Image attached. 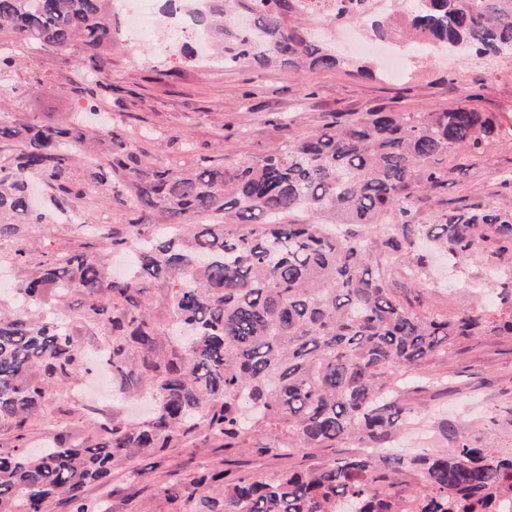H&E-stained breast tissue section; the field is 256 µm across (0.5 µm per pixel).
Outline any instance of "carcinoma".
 Listing matches in <instances>:
<instances>
[{"mask_svg": "<svg viewBox=\"0 0 512 512\" xmlns=\"http://www.w3.org/2000/svg\"><path fill=\"white\" fill-rule=\"evenodd\" d=\"M198 24L211 32L224 65L241 63L330 70L336 55L307 35L301 16L318 0H207ZM112 0H0V34L35 49L78 41L90 66L82 77L112 84L101 49L112 42ZM404 25L432 50L512 52V0H411ZM501 134L495 118L467 102L413 116L376 107L337 116L258 161L201 164L185 171L145 164L115 127L94 129L84 118L50 125L34 115L0 118V143L17 152L0 164V241L27 247L20 221L46 224L77 210L74 167L87 184L125 187L128 205L160 235L137 231L113 245L132 249L131 276L114 281L107 263L83 254H51L16 286L21 305L0 313V425L23 431L38 414L48 387L84 366V352L62 319H35L30 308L50 297H86L83 320L103 324V362L112 385L128 398L154 401L143 423L104 419L92 442L59 441L37 452L0 451V512H45L56 498L70 512H91L84 489L107 477L131 453L157 454L200 432L237 439L256 428L270 433L265 451L283 455V435L310 450L354 440L353 452L268 478L213 469L189 488L163 487L184 512H396L401 491L421 512H475L512 494V452L471 448L372 455L387 448L407 407L387 380L395 368L423 369L450 342L512 335V318L491 323L463 312L453 319L423 314L398 299L372 269L371 252L355 230L379 234L385 257L401 256L414 235L463 259L482 243L496 246V284L512 279V210L460 198L431 224L416 216L426 193L448 173L430 169L451 152L474 155ZM422 168L414 180L416 168ZM37 181L53 209L32 205ZM297 211L305 224L283 223ZM221 217L193 230L199 214ZM345 225L336 237L321 218ZM400 224L408 234H384ZM170 287L171 320L158 330L141 296L142 283ZM407 475L403 483L399 476Z\"/></svg>", "mask_w": 512, "mask_h": 512, "instance_id": "obj_1", "label": "carcinoma"}]
</instances>
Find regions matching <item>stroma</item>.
Wrapping results in <instances>:
<instances>
[{
    "mask_svg": "<svg viewBox=\"0 0 512 512\" xmlns=\"http://www.w3.org/2000/svg\"><path fill=\"white\" fill-rule=\"evenodd\" d=\"M385 12L365 6L363 15L336 19L327 4H319L307 27L330 50L340 65L334 70H286L275 65L228 67L223 60H199L186 46H175L163 56L142 38L129 37L127 22L116 16V34L101 51L104 70L111 77L110 93H93L90 82L78 76L82 49L35 51L24 41L0 37L18 66L0 77V117L24 121L40 113L44 122L68 121L74 112L95 102L109 125L135 133V153L153 165L193 168L201 163L256 161L274 146L285 143L289 131L310 132L338 113L350 117L375 106L422 115L448 110L470 99L480 111L492 114L507 127L504 137L483 153L467 157L451 153L435 165L447 171L448 185L418 214L431 223L447 201L467 197L512 210V54L496 57L475 52L447 56L407 52L405 73L381 75L389 64V50L403 48L396 35L382 39L372 23ZM290 117L291 128L278 126L279 116ZM128 192L99 188L87 191L81 203L80 224L54 222L23 227L28 244L27 263L37 266L46 255L84 253L111 261L120 270L123 261L112 251V240L128 236L131 213ZM424 259L420 277H411L407 262ZM492 259L487 245L472 258L458 261L429 253L413 241L405 258L389 263L384 276L400 300L420 312L454 317L479 311L495 321L512 317V308L487 303L486 265ZM85 298L73 294L56 304L32 308L33 317L58 315L69 321L85 354H94L106 341L103 330L88 329L82 321ZM413 417H401L395 437L401 452L441 450L454 439L473 448L512 449V336H474L457 341L430 360L425 373L398 370L393 376ZM90 372L80 371L55 385L24 435L0 428V450L29 449L62 439L78 442L98 435L96 422L112 416L120 421L143 419L145 404H129L101 394ZM267 431L257 429L240 444L199 433L160 455L131 457L102 482L91 485L90 503L106 512H179V502L161 494L163 485H189L208 469L240 476L269 477L284 470L302 469L310 461L348 454L354 442L317 450L306 457L291 437H283L288 455L272 456L265 448Z\"/></svg>",
    "mask_w": 512,
    "mask_h": 512,
    "instance_id": "1",
    "label": "stroma"
}]
</instances>
